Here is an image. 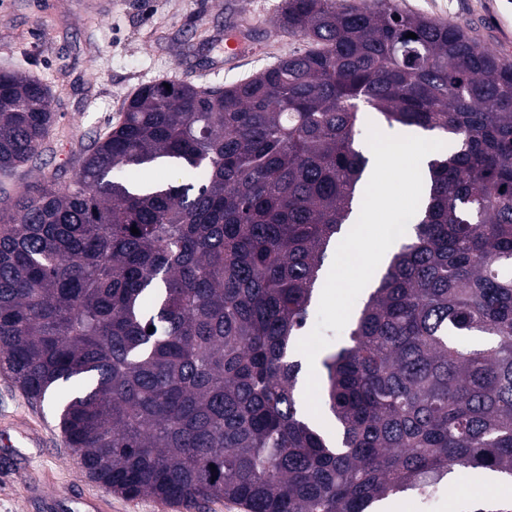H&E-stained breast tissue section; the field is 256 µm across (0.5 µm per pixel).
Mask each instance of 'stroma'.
Here are the masks:
<instances>
[{"instance_id":"obj_1","label":"stroma","mask_w":512,"mask_h":512,"mask_svg":"<svg viewBox=\"0 0 512 512\" xmlns=\"http://www.w3.org/2000/svg\"><path fill=\"white\" fill-rule=\"evenodd\" d=\"M282 0H0V69L39 77L51 90L57 122L40 159L0 188L15 194L42 177L72 172L82 147L109 129L124 102L142 85L168 78L202 86H231L304 49L273 24ZM401 9L466 29L479 48L512 58V41L497 36L493 13L512 17V0H397ZM247 17L240 63L227 64L224 39ZM40 422L45 443L0 446V512H45L42 496L67 500L96 493L82 476L48 412L32 406L0 368V421ZM486 473L444 480L432 498L409 490L395 497L399 512H471L494 502L482 490Z\"/></svg>"}]
</instances>
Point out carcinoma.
<instances>
[{
  "label": "carcinoma",
  "mask_w": 512,
  "mask_h": 512,
  "mask_svg": "<svg viewBox=\"0 0 512 512\" xmlns=\"http://www.w3.org/2000/svg\"><path fill=\"white\" fill-rule=\"evenodd\" d=\"M276 24L309 48L143 86L68 179L0 197V365L126 497L371 512L456 468L512 478V60L394 0H283ZM363 106L455 149L321 361L325 425L294 346L360 213ZM55 120L39 78L0 72L1 177Z\"/></svg>",
  "instance_id": "1"
}]
</instances>
